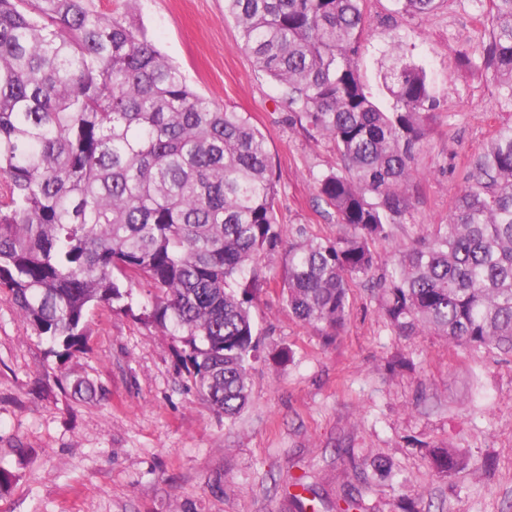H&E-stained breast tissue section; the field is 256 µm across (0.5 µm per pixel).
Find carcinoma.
Masks as SVG:
<instances>
[{
    "label": "carcinoma",
    "mask_w": 512,
    "mask_h": 512,
    "mask_svg": "<svg viewBox=\"0 0 512 512\" xmlns=\"http://www.w3.org/2000/svg\"><path fill=\"white\" fill-rule=\"evenodd\" d=\"M367 0H225L240 45L293 120L332 141L341 168L315 181L343 233L288 241L282 297L333 338L349 283L380 292L398 334L438 331L512 353V124L472 162L448 223L379 268L370 248L411 215L413 163L436 104L412 52L392 45L378 89L358 58ZM427 15L441 0H391ZM488 29L477 61L512 106V0H472ZM467 56L465 61L474 63ZM0 292L49 352L88 349L94 307L133 311L180 344L196 392L227 419L249 399L259 337L251 295L282 241L267 138L245 112L196 92L145 32L90 0H0ZM73 395L100 392L86 375ZM440 476L466 466L430 452Z\"/></svg>",
    "instance_id": "obj_1"
}]
</instances>
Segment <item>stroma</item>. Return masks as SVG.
I'll use <instances>...</instances> for the list:
<instances>
[{
  "instance_id": "35a3bbf8",
  "label": "stroma",
  "mask_w": 512,
  "mask_h": 512,
  "mask_svg": "<svg viewBox=\"0 0 512 512\" xmlns=\"http://www.w3.org/2000/svg\"><path fill=\"white\" fill-rule=\"evenodd\" d=\"M92 5L142 28L198 92L249 113L278 175L283 239L300 228L323 239L340 234L314 188L316 176L339 166L336 148L290 124L278 86L239 48L224 0ZM487 37L470 0H444L434 14L415 17L394 13L390 0L366 6L365 81L377 85L398 39L412 47L437 98L416 153L412 218L374 242L379 264L447 223L470 162L512 121L494 74L463 62ZM264 265L268 284L252 309L261 334L252 396L231 421L196 393L158 327L92 310L88 353L62 360L0 293V466L15 474L0 491V512H297L289 497L297 481L319 512H336L351 492L358 512H399L411 491L428 512H512V355L433 332L398 335L362 280L349 284L344 329L327 339L283 301L281 253ZM284 346L292 359L281 364L274 355ZM73 371L103 395L74 397L59 381ZM433 448L465 452L468 467L435 476ZM488 457L496 462L490 473L481 467ZM356 463L364 479L355 478Z\"/></svg>"
}]
</instances>
